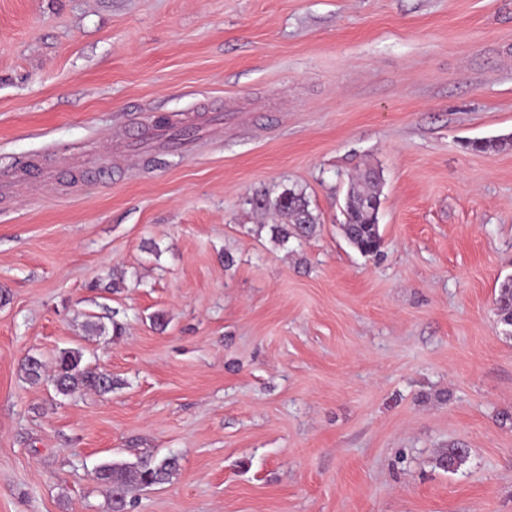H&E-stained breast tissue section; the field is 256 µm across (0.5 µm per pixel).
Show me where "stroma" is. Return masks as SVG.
Listing matches in <instances>:
<instances>
[{"instance_id":"stroma-1","label":"stroma","mask_w":512,"mask_h":512,"mask_svg":"<svg viewBox=\"0 0 512 512\" xmlns=\"http://www.w3.org/2000/svg\"><path fill=\"white\" fill-rule=\"evenodd\" d=\"M510 133L512 0H0V512L170 454L132 512H512V145L465 147ZM287 189L280 246L249 200ZM65 348L112 392L27 380ZM378 178L376 173L367 172L362 180L350 186L346 196V222L342 230L349 244L365 256L377 255L381 248ZM369 200L376 202V208L366 206ZM250 204L256 210H273L284 222L271 224L272 239L279 244H285L289 238L304 239L316 233L317 218L308 209L305 198L294 190H285L274 199L267 194H256Z\"/></svg>"}]
</instances>
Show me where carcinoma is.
Segmentation results:
<instances>
[{
  "label": "carcinoma",
  "instance_id": "1",
  "mask_svg": "<svg viewBox=\"0 0 512 512\" xmlns=\"http://www.w3.org/2000/svg\"><path fill=\"white\" fill-rule=\"evenodd\" d=\"M377 185V174L369 171L362 180L350 186L346 196V222L342 230L349 244L365 256L376 255L381 248L379 208L367 206L370 200L380 202ZM250 204L256 210H272L282 217L283 223L270 225L272 239L280 244L287 243L291 237L304 239L316 233L317 218L308 209L305 198L291 189L273 199L266 194H257L250 200ZM497 311L500 321L512 326V279L501 285ZM22 369L26 378L33 383L43 378L44 364L35 356L27 357ZM52 382L63 395L82 389L108 393L114 386L112 375L84 364L83 353L78 349L60 351L56 357ZM178 467V459L174 456L146 459L132 464H103L96 471V480L109 489L113 512H125L131 505L129 494L132 490L165 484L173 478Z\"/></svg>",
  "mask_w": 512,
  "mask_h": 512
}]
</instances>
